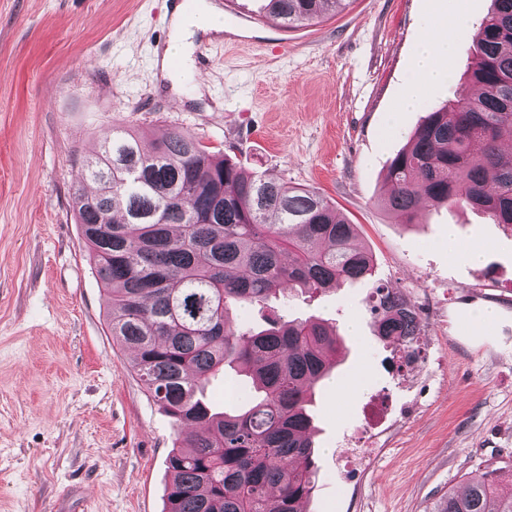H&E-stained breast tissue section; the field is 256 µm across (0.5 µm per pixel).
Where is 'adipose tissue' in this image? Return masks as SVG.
<instances>
[{"mask_svg": "<svg viewBox=\"0 0 512 512\" xmlns=\"http://www.w3.org/2000/svg\"><path fill=\"white\" fill-rule=\"evenodd\" d=\"M466 13L450 16L439 12L424 24V33L413 62L412 77L400 102L401 110L417 106L424 91L431 85L447 82L448 59L452 54V43L448 29L467 23ZM172 42L165 48V56H189L193 39L197 34L220 33L224 25L214 15L212 8L200 4L195 18H186L181 9H174L171 18Z\"/></svg>", "mask_w": 512, "mask_h": 512, "instance_id": "obj_1", "label": "adipose tissue"}]
</instances>
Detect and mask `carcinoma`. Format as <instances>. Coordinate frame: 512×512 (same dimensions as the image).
<instances>
[{
  "mask_svg": "<svg viewBox=\"0 0 512 512\" xmlns=\"http://www.w3.org/2000/svg\"><path fill=\"white\" fill-rule=\"evenodd\" d=\"M342 0H264L285 28L317 23ZM479 93L434 108L391 160L381 202L401 224L425 204L480 210L512 225V0H492L473 37ZM97 185L90 194L85 184ZM74 209L107 297L112 339L173 419L165 512H299L315 483L307 406L342 340L317 318H267L236 330L233 309L263 310L286 289L322 291L372 278L356 225L313 188L214 157L174 129L150 146L114 129L82 160ZM378 336H414L415 308L395 288L373 296ZM235 365L248 402L217 412L210 378ZM501 469L467 480L431 512H512Z\"/></svg>",
  "mask_w": 512,
  "mask_h": 512,
  "instance_id": "cac0c4a2",
  "label": "carcinoma"
}]
</instances>
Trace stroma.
I'll use <instances>...</instances> for the list:
<instances>
[{"instance_id": "stroma-1", "label": "stroma", "mask_w": 512, "mask_h": 512, "mask_svg": "<svg viewBox=\"0 0 512 512\" xmlns=\"http://www.w3.org/2000/svg\"><path fill=\"white\" fill-rule=\"evenodd\" d=\"M234 2L243 45L198 35L209 67L169 80L155 56L171 0H0V512L164 510L175 427L112 339L72 201L83 156L116 127L149 143L185 130L246 171L317 189L373 256L371 280L273 302L342 338L308 407L307 512H430L485 464L512 467V226L468 207L401 224L381 203L426 112L469 89L490 0H345L291 30L262 16L263 0ZM440 5L471 18L449 32L450 78L399 111L422 20ZM452 230L481 246L479 262L443 248ZM377 282L418 312L423 357L408 369L377 335ZM489 307L490 325L459 327ZM350 440L371 450L363 471L337 456Z\"/></svg>"}]
</instances>
